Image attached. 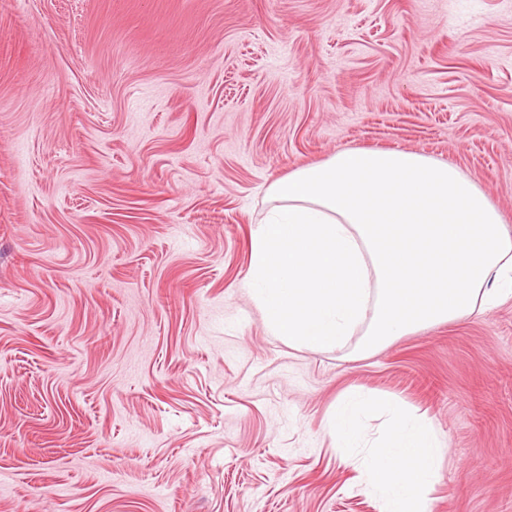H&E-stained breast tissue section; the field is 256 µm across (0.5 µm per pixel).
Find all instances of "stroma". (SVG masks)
I'll list each match as a JSON object with an SVG mask.
<instances>
[{"label":"stroma","instance_id":"1","mask_svg":"<svg viewBox=\"0 0 512 512\" xmlns=\"http://www.w3.org/2000/svg\"><path fill=\"white\" fill-rule=\"evenodd\" d=\"M457 165L512 225V0H0V512H382L354 390L512 512V300L363 351L269 333L267 187L350 149Z\"/></svg>","mask_w":512,"mask_h":512}]
</instances>
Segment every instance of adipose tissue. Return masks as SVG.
Returning a JSON list of instances; mask_svg holds the SVG:
<instances>
[{"label": "adipose tissue", "instance_id": "obj_1", "mask_svg": "<svg viewBox=\"0 0 512 512\" xmlns=\"http://www.w3.org/2000/svg\"><path fill=\"white\" fill-rule=\"evenodd\" d=\"M243 286L272 335L313 350L366 325V350L512 298V229L456 166L401 150L348 149L272 183ZM387 418L362 460L385 512H428L447 448L425 417L352 391L330 430L363 445V417Z\"/></svg>", "mask_w": 512, "mask_h": 512}]
</instances>
